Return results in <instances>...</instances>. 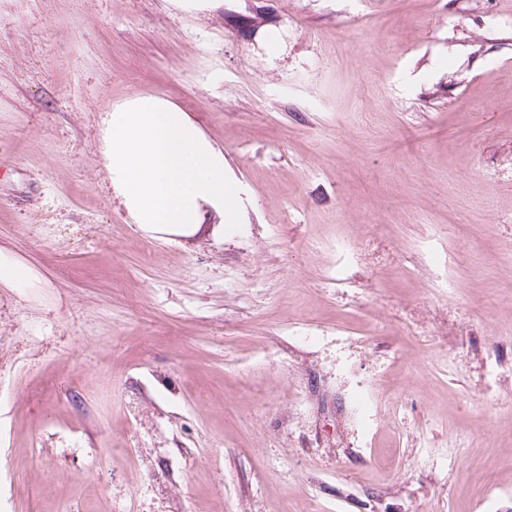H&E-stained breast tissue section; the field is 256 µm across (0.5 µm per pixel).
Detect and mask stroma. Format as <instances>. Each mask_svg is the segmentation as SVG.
I'll return each mask as SVG.
<instances>
[{
    "instance_id": "35a3bbf8",
    "label": "stroma",
    "mask_w": 512,
    "mask_h": 512,
    "mask_svg": "<svg viewBox=\"0 0 512 512\" xmlns=\"http://www.w3.org/2000/svg\"><path fill=\"white\" fill-rule=\"evenodd\" d=\"M168 100L236 221L135 224ZM0 512H512V0H0ZM100 150L112 190L135 224L152 232L235 221L234 183L224 153L185 112L156 96H138L101 116ZM33 278L32 271L19 261L0 256V283L11 288H24Z\"/></svg>"
}]
</instances>
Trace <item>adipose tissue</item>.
<instances>
[{
	"label": "adipose tissue",
	"mask_w": 512,
	"mask_h": 512,
	"mask_svg": "<svg viewBox=\"0 0 512 512\" xmlns=\"http://www.w3.org/2000/svg\"><path fill=\"white\" fill-rule=\"evenodd\" d=\"M99 136L110 186L144 230H185L210 213L234 223L223 152L169 101L129 99L101 117Z\"/></svg>",
	"instance_id": "1"
}]
</instances>
